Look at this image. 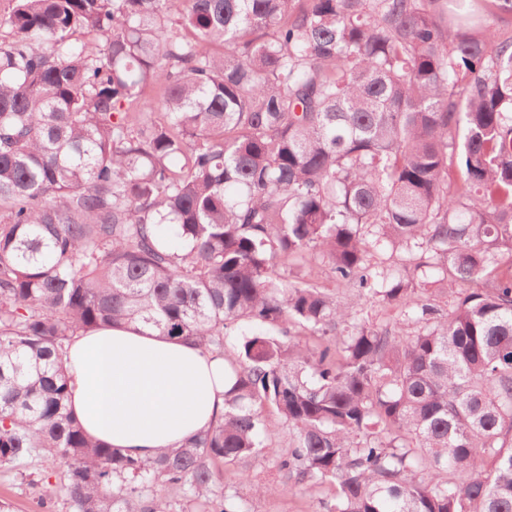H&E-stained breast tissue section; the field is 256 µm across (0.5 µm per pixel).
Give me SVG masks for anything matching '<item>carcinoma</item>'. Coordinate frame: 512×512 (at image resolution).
<instances>
[{"label": "carcinoma", "mask_w": 512, "mask_h": 512, "mask_svg": "<svg viewBox=\"0 0 512 512\" xmlns=\"http://www.w3.org/2000/svg\"><path fill=\"white\" fill-rule=\"evenodd\" d=\"M7 2L0 466L59 459L69 512H251L216 465L259 455L329 512H512V0ZM119 322L243 328L224 416L148 460L68 407ZM317 281L324 288L334 289L338 301L352 306L356 314L365 318L369 323L384 324L397 315V310L393 305L379 301L377 298L358 301L355 289L338 288L326 264L322 266Z\"/></svg>", "instance_id": "carcinoma-1"}]
</instances>
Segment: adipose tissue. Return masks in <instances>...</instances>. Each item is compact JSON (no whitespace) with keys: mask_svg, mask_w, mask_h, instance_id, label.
I'll list each match as a JSON object with an SVG mask.
<instances>
[{"mask_svg":"<svg viewBox=\"0 0 512 512\" xmlns=\"http://www.w3.org/2000/svg\"><path fill=\"white\" fill-rule=\"evenodd\" d=\"M69 406L92 438L148 459L224 413V360L119 324L73 337Z\"/></svg>","mask_w":512,"mask_h":512,"instance_id":"1","label":"adipose tissue"}]
</instances>
